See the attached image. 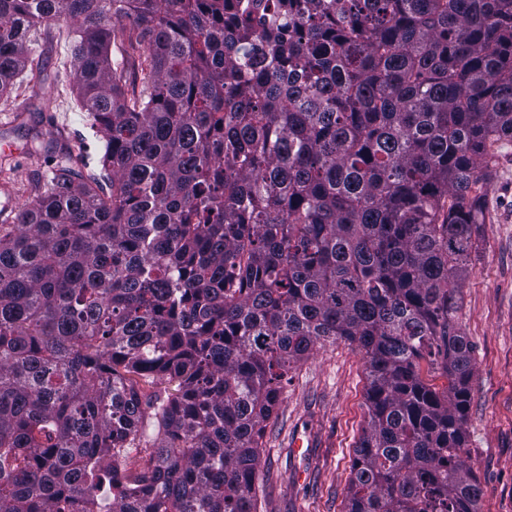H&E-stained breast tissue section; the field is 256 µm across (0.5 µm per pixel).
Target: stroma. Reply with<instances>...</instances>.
<instances>
[{
    "mask_svg": "<svg viewBox=\"0 0 512 512\" xmlns=\"http://www.w3.org/2000/svg\"><path fill=\"white\" fill-rule=\"evenodd\" d=\"M33 47L31 63L10 95L0 98V225L34 198L56 164L59 146L98 170L103 144L83 121L72 87L47 82L38 101V73L66 60L65 30ZM482 188L480 243L458 279L455 321L470 345L473 373L463 459L483 495L480 512H512V145L495 156ZM365 358L353 345L319 340L288 373L262 439L257 512H345L354 450L367 424Z\"/></svg>",
    "mask_w": 512,
    "mask_h": 512,
    "instance_id": "stroma-1",
    "label": "stroma"
}]
</instances>
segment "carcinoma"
Returning <instances> with one entry per match:
<instances>
[{
	"label": "carcinoma",
	"mask_w": 512,
	"mask_h": 512,
	"mask_svg": "<svg viewBox=\"0 0 512 512\" xmlns=\"http://www.w3.org/2000/svg\"><path fill=\"white\" fill-rule=\"evenodd\" d=\"M60 16L104 154L59 147L0 227V512H256L324 337L366 359L346 512H479L453 313L512 143V0H0L1 97Z\"/></svg>",
	"instance_id": "obj_1"
}]
</instances>
